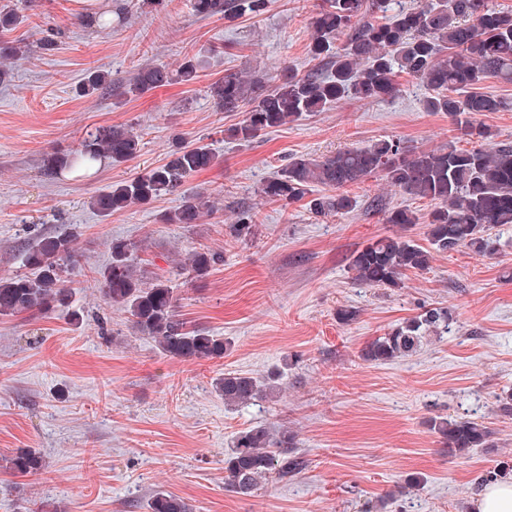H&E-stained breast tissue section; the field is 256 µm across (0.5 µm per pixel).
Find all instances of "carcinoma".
I'll list each match as a JSON object with an SVG mask.
<instances>
[{
  "label": "carcinoma",
  "mask_w": 512,
  "mask_h": 512,
  "mask_svg": "<svg viewBox=\"0 0 512 512\" xmlns=\"http://www.w3.org/2000/svg\"><path fill=\"white\" fill-rule=\"evenodd\" d=\"M388 0H326L312 21L310 52L330 63L325 76L300 77L281 67L275 85L257 92L255 81L233 72L209 87L217 107L226 112L245 109L243 121L233 136L249 142L268 129L299 119L306 112H321L344 98L382 99L398 91L396 76L405 73L429 90L424 100L428 112H443L465 136L473 133L472 118L480 112H497L503 103L465 89L486 79L512 83V13L495 9L490 0H426L411 3L388 21L372 17L383 13ZM268 0H193L201 16L234 18L242 11L262 13ZM345 36L342 47L336 40ZM22 54L17 41L0 38V81L9 75V63ZM204 60L195 55L178 71L163 65L139 69L133 82L119 95H142L178 78L191 82L198 77ZM110 84L96 70L84 78L80 94L90 95ZM480 143L463 149L450 142L438 150L410 151L394 141H379L365 147L339 150L321 159L292 157L288 164L264 181L263 198L290 204L303 200L315 184L324 193L307 202L317 217L353 209L355 201L343 189L381 173L399 191L435 204L429 213L424 248L403 236H385L354 251L350 269L354 280L372 288L395 290L403 287L408 271H425L432 252L465 248L478 256L488 253V231L512 224V146L496 144L486 131L476 133ZM140 149L134 130L97 128L81 146L54 153L46 160L47 170H89L105 159L121 163ZM216 163L204 144H180L166 163L127 180L113 183L93 198L92 205L104 217L133 205H146L175 193L193 174ZM385 222L402 226L417 224L420 217L409 209L388 210L375 200ZM216 207L199 195L183 196L178 209L164 216L167 224H195L201 214H214ZM111 260L102 272L103 291L131 317L132 325L153 340L160 352L181 361H204L224 356L227 343L203 329L188 330L176 315L177 298L168 281L144 282L134 277L129 264L130 244L115 240ZM71 253V240L49 236L30 247L24 266L32 275L0 278V316L67 309L71 291L63 280L64 261ZM219 256L209 250L190 254L182 269L197 279L206 278ZM452 314L432 308L405 321L368 342L362 357L384 363L416 353L427 337L448 332ZM279 376L266 378L227 372L216 379L214 391L225 406H238L276 397ZM448 451L466 455L475 448L493 446L491 430L475 421L438 417L431 421ZM306 467L298 453L295 437L286 430L272 432L258 424L240 431L224 457V483L236 494L249 495L261 482L281 480ZM0 468L14 476L36 475L43 468L42 456L19 450L0 458ZM149 512H189L180 497L155 491Z\"/></svg>",
  "instance_id": "1"
}]
</instances>
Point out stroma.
I'll return each mask as SVG.
<instances>
[{
    "instance_id": "stroma-1",
    "label": "stroma",
    "mask_w": 512,
    "mask_h": 512,
    "mask_svg": "<svg viewBox=\"0 0 512 512\" xmlns=\"http://www.w3.org/2000/svg\"><path fill=\"white\" fill-rule=\"evenodd\" d=\"M96 0L112 30L90 24L75 0H0L24 13L11 31L25 54L0 83V277L23 272L22 255L38 239L67 236L68 312L0 316V456L40 453L33 477L0 473V512H148L154 491L182 498L190 512H469L488 471L512 465V416L497 407L512 390V225L490 233V255L460 248L434 254L428 270L406 272L398 290L354 281L350 254L385 235L427 242L423 224H388L372 202L427 215L428 200L389 187L382 176L348 186L354 209L316 219L305 203L262 198L261 184L292 156L397 140L423 150L447 146L457 132L447 114L424 108L426 89L407 74L379 100L345 98L325 111L268 130L251 142L229 134L239 112L217 110L210 85L243 71L261 88L278 67L325 71L309 53L311 20L323 0H270L258 16L203 17L190 0ZM53 41L54 50L44 48ZM206 53L191 84L173 83L140 98L105 89L84 97L85 74L108 73L125 86L147 65L178 69ZM480 92L502 110L476 115L477 128L512 145V84L488 80ZM98 126L141 136L136 157L103 163L91 175H54L47 156L72 149ZM208 145L217 157L185 192L214 202L216 215L167 224L181 196L103 217L97 194L164 163L176 143ZM258 227L240 241L231 224ZM131 246L130 265L145 281L170 280L188 326L224 338L223 357L188 362L165 357L137 334L124 310L105 297L101 272L112 240ZM222 256L192 281L181 266L191 251ZM355 320H338L342 308ZM434 307L448 309L447 334L415 354L384 364L363 360L376 336ZM236 371L280 373L276 401L225 407L213 389ZM463 417L490 428L494 445L450 455L433 418ZM265 424L292 432L307 465L297 476L266 482L254 494L224 486V456L235 434ZM418 485H411V478Z\"/></svg>"
}]
</instances>
